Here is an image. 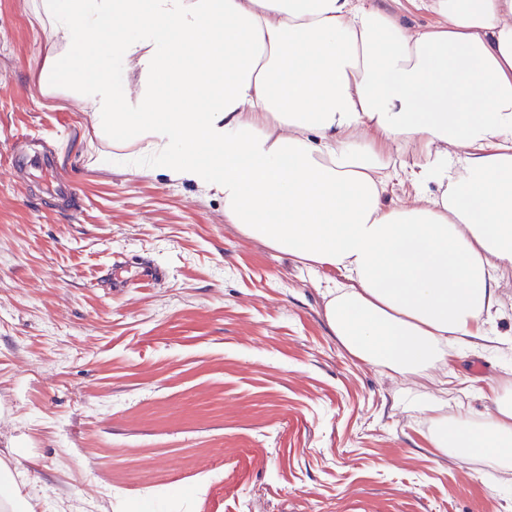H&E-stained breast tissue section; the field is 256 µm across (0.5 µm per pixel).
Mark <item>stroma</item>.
I'll return each mask as SVG.
<instances>
[{
    "instance_id": "1",
    "label": "stroma",
    "mask_w": 512,
    "mask_h": 512,
    "mask_svg": "<svg viewBox=\"0 0 512 512\" xmlns=\"http://www.w3.org/2000/svg\"><path fill=\"white\" fill-rule=\"evenodd\" d=\"M47 27L0 0V458L34 512H512V474L428 444L512 384V277L447 372L354 358L323 316L340 271L245 237L199 184L89 166L83 71L40 85ZM32 141L55 174H11Z\"/></svg>"
}]
</instances>
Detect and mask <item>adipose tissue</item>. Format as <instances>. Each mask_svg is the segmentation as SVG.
<instances>
[{
    "instance_id": "adipose-tissue-1",
    "label": "adipose tissue",
    "mask_w": 512,
    "mask_h": 512,
    "mask_svg": "<svg viewBox=\"0 0 512 512\" xmlns=\"http://www.w3.org/2000/svg\"><path fill=\"white\" fill-rule=\"evenodd\" d=\"M406 2L429 22L384 0H40V83L85 70L92 165L111 138L131 171L203 184L245 236L343 272L328 328L414 379L484 341L512 275V0ZM494 405L437 420L435 454L512 470V392Z\"/></svg>"
}]
</instances>
